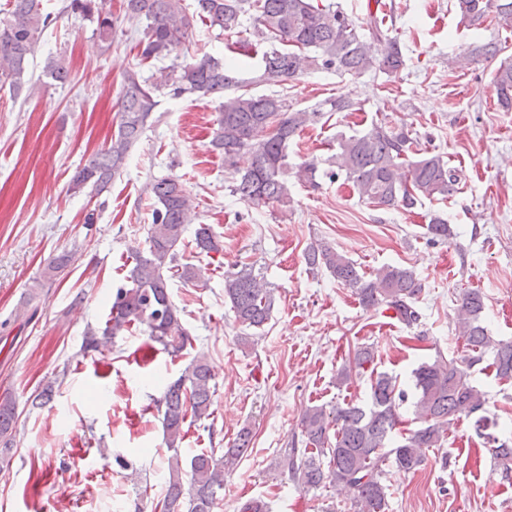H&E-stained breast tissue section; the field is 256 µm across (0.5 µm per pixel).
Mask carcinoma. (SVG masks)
Here are the masks:
<instances>
[{"instance_id":"carcinoma-1","label":"carcinoma","mask_w":512,"mask_h":512,"mask_svg":"<svg viewBox=\"0 0 512 512\" xmlns=\"http://www.w3.org/2000/svg\"><path fill=\"white\" fill-rule=\"evenodd\" d=\"M104 0H69L67 9L96 23L99 37L107 42L121 24L107 12ZM125 15L144 22L135 48L140 61L169 57L166 83L174 96L213 95L224 97L223 110L213 131L210 146L224 154L239 175L231 192L248 204L290 203L287 182L282 178L287 164L288 145L302 128L318 117L319 111L290 108L285 100L270 95L242 93L224 96L239 84L234 71L210 56L177 61L184 50L195 20L219 31L239 27L240 17L252 10L256 17L255 37L267 45L262 52L263 66L256 82L279 85L307 70L334 71L359 75L376 69L397 74L404 66L400 42L379 21L368 15L358 26L334 3L315 0H196L193 14L186 13L183 0H125ZM8 19L0 23V80L9 82L19 94L32 90L26 79L30 57L42 33L53 23L42 11L40 0H8ZM456 11L463 24L493 22L512 29V0H456ZM387 44L385 55L377 59L370 42ZM492 85L498 105L512 110V56L500 61L492 72ZM158 86L148 83L139 72L130 70L123 79L118 97L119 123L108 146L95 154L73 175L71 182L90 197L107 192L120 174L132 147L157 106ZM418 159H408V154ZM329 178L345 176L359 197L374 207H400L412 210L422 200H447L459 190V175L438 153L420 152L409 133L393 131L377 123L363 132L344 136L329 159ZM154 200L148 249L132 256L125 284L112 294L109 318L104 326L86 331L81 351L98 352L120 333L141 326L148 339L172 356L183 354L191 344L179 309L169 294L168 272L173 270L177 247L182 244L184 224L192 200L178 178H161L150 185ZM197 253L218 252L221 242L209 225L195 231ZM307 263L326 268L342 285L355 290L366 309L386 306L396 319L411 328L420 322L416 303L421 291L414 272L387 265L366 279L356 263L325 243L308 249ZM70 262L63 251L49 261L32 287L44 288ZM224 297L230 302L236 321L248 328L262 327L274 305L271 289L248 269L224 278ZM485 302L478 290L459 297L456 331L465 344L464 357L447 358L439 353L422 362L414 371L415 419L421 427L398 441L393 434L400 423V406L408 400L397 379L376 369L370 371V401L331 410L322 406L307 409L300 420L302 448L285 451L282 466L300 485L315 489L325 481L356 493L355 512H385L386 486L383 465L390 462L401 471L417 470L424 462L422 449L441 447L443 427L448 418L473 422L475 433L491 447L494 464L504 476L512 475V440H502L494 432L497 422L488 416V397L471 379L472 369L483 363L501 382L512 381V341L490 336L483 324ZM374 363L373 347L363 344L354 349L348 364L337 373L336 383L346 385L361 375L365 365ZM214 373L203 353H197L180 375L168 382L154 406L162 418L164 442L171 452L163 499L164 512H216L218 491L224 474L234 468L249 448L250 431H240L231 448L194 455L183 465L178 448L184 425L191 418L200 421L212 415ZM18 420L12 399H0V464L9 465Z\"/></svg>"}]
</instances>
